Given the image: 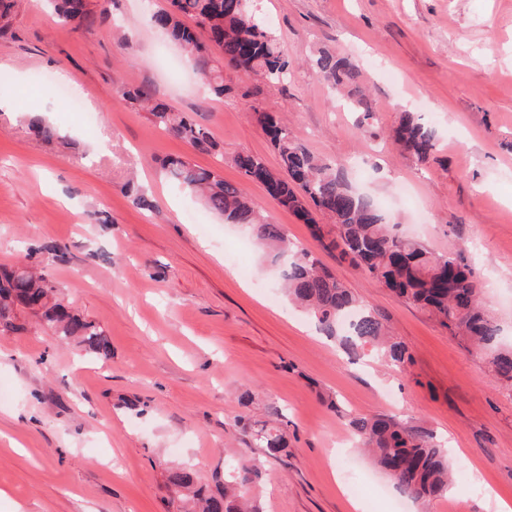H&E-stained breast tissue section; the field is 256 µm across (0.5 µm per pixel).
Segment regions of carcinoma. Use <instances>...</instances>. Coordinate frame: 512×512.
Returning a JSON list of instances; mask_svg holds the SVG:
<instances>
[{
    "instance_id": "carcinoma-1",
    "label": "carcinoma",
    "mask_w": 512,
    "mask_h": 512,
    "mask_svg": "<svg viewBox=\"0 0 512 512\" xmlns=\"http://www.w3.org/2000/svg\"><path fill=\"white\" fill-rule=\"evenodd\" d=\"M65 22H94L89 0H50ZM255 8L242 0H167L151 16L153 25L179 43L195 67L203 88L222 98L227 90L224 67L243 75L258 74L276 87L288 78L291 62L271 27L254 20ZM317 76L360 113L358 123L373 118L361 70L353 61L321 50L312 59ZM117 98L146 110L157 129L195 150L217 151L207 127L186 112L156 101L144 88H120ZM261 129L280 158V169L258 156L241 152L234 166L249 181L261 184L281 207L307 224L324 251H339L364 276L390 290L404 302L421 309L466 349L483 355L492 381L512 391V344L502 343V328L486 306L481 272L460 253L436 254L420 242L402 235L386 222L374 200L354 191L341 168L310 153L277 116L258 113ZM29 130L52 143L58 128L40 117L28 120ZM392 137L420 164L434 159L438 150L435 131L410 110L399 113ZM175 188L201 201L231 224L248 227L264 251L280 266L279 283L288 301L305 310L327 337L348 355L367 350L404 371L412 363L408 346L390 335L383 317L370 310L315 252L288 240L278 224L256 209L237 184L213 169L198 167L185 156L167 158L161 166ZM62 247L41 243L29 246L14 266L0 265V329L25 330L24 316L32 315L51 335L74 340L96 358L110 356V342L94 322L72 311L56 296L55 288L37 267L27 263L37 255L59 256ZM336 415L348 419L359 443L396 489L423 505V510L448 492L453 473L448 451L429 430L385 415L355 417L329 401ZM256 440L275 456L288 445L277 430L262 425ZM251 460H239L224 474L220 490L209 492L185 466L167 470L165 488L178 512H259L251 486L257 476Z\"/></svg>"
}]
</instances>
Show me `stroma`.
Here are the masks:
<instances>
[{
    "label": "stroma",
    "instance_id": "1",
    "mask_svg": "<svg viewBox=\"0 0 512 512\" xmlns=\"http://www.w3.org/2000/svg\"><path fill=\"white\" fill-rule=\"evenodd\" d=\"M165 0H91L106 21H60L44 0H12L0 19V265L28 244L65 255L40 264L74 311L107 334L101 360L48 335L35 321L0 335V512H176L165 475L193 465L214 485L240 457L255 460L261 512H494L512 502V392L486 362L423 311L362 276L339 252L321 253L394 336L412 351L405 372L351 359L290 305L279 266L243 227L224 223L171 187L161 162L188 156L244 185L294 242L306 224L233 165L240 152L278 167L256 122L278 113L314 154L342 164L349 184L389 222L439 253L471 247L490 311L512 341V0H257L294 66L276 88L225 71L224 97L209 96L179 48L146 17ZM349 57L371 89L375 118L359 128L337 106L311 60L320 49ZM67 83L99 116L85 129L36 75ZM150 89L194 114L223 158L157 130L117 102L118 88ZM412 108L436 130L435 159L420 166L390 139ZM37 110L58 126L51 144L29 134ZM137 181L154 206L133 204ZM108 216L90 222L89 213ZM348 414H387L433 430L470 471L429 509L400 494L351 441ZM283 433L268 455L255 425Z\"/></svg>",
    "mask_w": 512,
    "mask_h": 512
}]
</instances>
